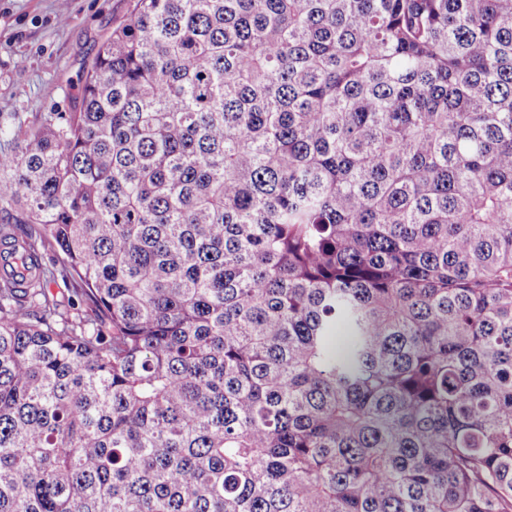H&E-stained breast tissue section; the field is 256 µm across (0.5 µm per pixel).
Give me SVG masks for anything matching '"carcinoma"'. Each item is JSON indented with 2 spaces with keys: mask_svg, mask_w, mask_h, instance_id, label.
Returning <instances> with one entry per match:
<instances>
[{
  "mask_svg": "<svg viewBox=\"0 0 512 512\" xmlns=\"http://www.w3.org/2000/svg\"><path fill=\"white\" fill-rule=\"evenodd\" d=\"M130 2L0 148V512H512V0Z\"/></svg>",
  "mask_w": 512,
  "mask_h": 512,
  "instance_id": "obj_1",
  "label": "carcinoma"
}]
</instances>
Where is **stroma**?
Wrapping results in <instances>:
<instances>
[{
	"label": "stroma",
	"instance_id": "35a3bbf8",
	"mask_svg": "<svg viewBox=\"0 0 512 512\" xmlns=\"http://www.w3.org/2000/svg\"><path fill=\"white\" fill-rule=\"evenodd\" d=\"M129 0H0V145L72 108L87 60Z\"/></svg>",
	"mask_w": 512,
	"mask_h": 512
}]
</instances>
